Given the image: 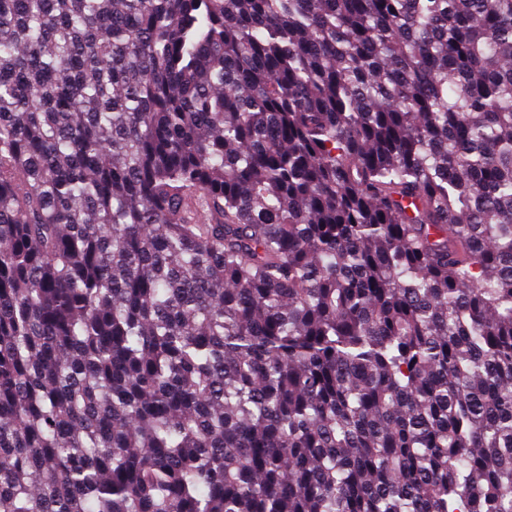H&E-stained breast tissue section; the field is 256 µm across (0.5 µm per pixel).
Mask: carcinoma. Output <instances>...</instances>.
<instances>
[{"mask_svg": "<svg viewBox=\"0 0 512 512\" xmlns=\"http://www.w3.org/2000/svg\"><path fill=\"white\" fill-rule=\"evenodd\" d=\"M0 512H512V0H0Z\"/></svg>", "mask_w": 512, "mask_h": 512, "instance_id": "cac0c4a2", "label": "carcinoma"}]
</instances>
